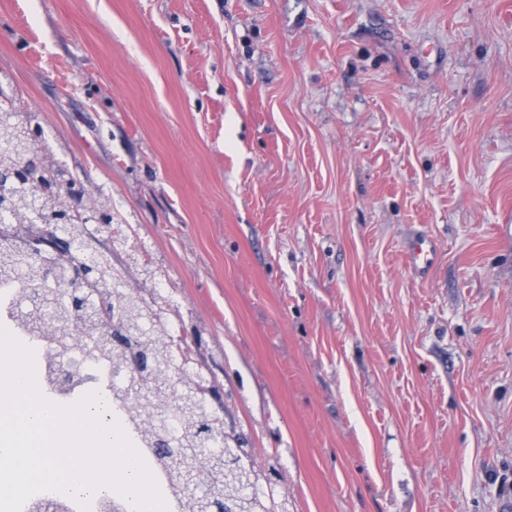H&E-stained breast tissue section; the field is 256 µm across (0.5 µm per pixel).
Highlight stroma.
I'll use <instances>...</instances> for the list:
<instances>
[{
    "mask_svg": "<svg viewBox=\"0 0 512 512\" xmlns=\"http://www.w3.org/2000/svg\"><path fill=\"white\" fill-rule=\"evenodd\" d=\"M0 84L293 512L512 499V0H0ZM437 260L435 246L424 236L418 237L409 252V263L416 269H429Z\"/></svg>",
    "mask_w": 512,
    "mask_h": 512,
    "instance_id": "obj_1",
    "label": "stroma"
}]
</instances>
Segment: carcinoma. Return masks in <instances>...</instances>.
Here are the masks:
<instances>
[{"label":"carcinoma","mask_w":512,"mask_h":512,"mask_svg":"<svg viewBox=\"0 0 512 512\" xmlns=\"http://www.w3.org/2000/svg\"><path fill=\"white\" fill-rule=\"evenodd\" d=\"M42 133L32 125L31 116L21 112L14 99L0 102V160L16 154L27 157L43 152ZM65 171L51 165L43 167L47 187L66 182ZM67 199L49 191L38 200L39 220L27 222L22 213L28 205L23 186L0 189V211L13 220L0 223V267L7 269L0 289L19 287L11 301L10 315L37 340L48 336H67L86 347L94 360H104L113 368L127 372L128 385L115 398L141 410L139 432L153 446L172 489L180 498L183 512H289L284 476L275 463L255 464L252 449L245 439L224 421V406H194L185 402L186 391L174 390L170 378L178 363L191 365L196 376L183 386L198 387L216 380L208 364L207 344L197 334L184 340L186 355L177 352V335L169 330L179 311L156 288L155 272L149 263L139 264L135 254L128 260L141 265L144 279L136 288H104V273L110 268L107 256L98 252L97 234L107 232L112 252L127 247L129 235L115 217L90 233L87 224L97 221L95 209L71 216L66 223V247L59 252L64 262L56 265V280L69 277V266L78 264L97 270L95 278L82 286L96 302L98 315L73 317L70 290L48 288L42 276L44 260L52 255L54 244L46 240L44 252L30 249L32 239L44 236V225L64 219ZM49 361L46 373L51 390L60 391L53 380L59 349L45 351Z\"/></svg>","instance_id":"obj_1"}]
</instances>
